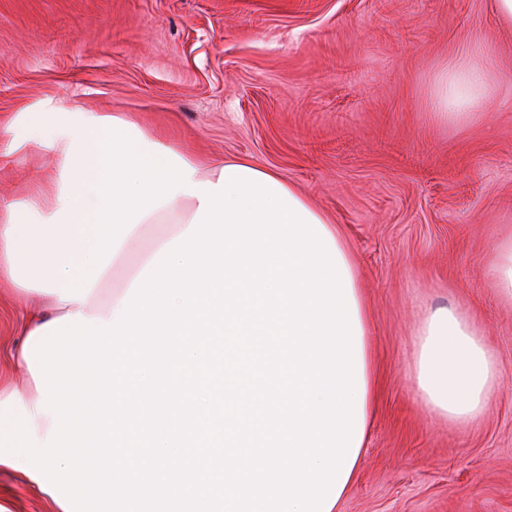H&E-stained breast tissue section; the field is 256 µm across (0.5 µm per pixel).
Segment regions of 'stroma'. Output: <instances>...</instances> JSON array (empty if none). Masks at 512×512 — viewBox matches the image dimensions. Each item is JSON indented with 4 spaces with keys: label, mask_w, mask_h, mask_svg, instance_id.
Here are the masks:
<instances>
[{
    "label": "stroma",
    "mask_w": 512,
    "mask_h": 512,
    "mask_svg": "<svg viewBox=\"0 0 512 512\" xmlns=\"http://www.w3.org/2000/svg\"><path fill=\"white\" fill-rule=\"evenodd\" d=\"M482 61L497 89L442 125L441 64ZM122 114L196 158L276 170L343 229L370 310L379 391L338 512H512V301L489 281L512 236V25L494 0H0V202L50 191L52 159L4 127L44 98ZM32 296L0 282V385ZM483 330L502 383L470 424L418 400L424 310ZM5 512H50L0 471Z\"/></svg>",
    "instance_id": "1"
}]
</instances>
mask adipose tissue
I'll return each instance as SVG.
<instances>
[{
    "mask_svg": "<svg viewBox=\"0 0 512 512\" xmlns=\"http://www.w3.org/2000/svg\"><path fill=\"white\" fill-rule=\"evenodd\" d=\"M496 77L477 62L467 59L442 66L432 84L435 114L440 123L465 122L495 90ZM103 115L70 111L51 98L27 107L11 122L15 149H35L55 161L59 183L50 203L31 199L0 204V280L41 298V306L27 313L22 332L30 334L64 316H85L90 321H112L120 310L124 292L96 303L99 285L86 296L63 301L69 285L64 269L81 265L97 245L94 212L102 200L91 191L98 180L96 146L102 137ZM200 206L197 197L177 194L154 209L123 238L117 252L123 267L108 265L101 282L120 276L132 283L163 250L180 236ZM341 254L354 286L362 337L360 363L364 369L363 418L371 420L376 395V373L370 341L369 310L359 286L360 272L341 227L326 213H318ZM412 380L420 402L438 416L458 423L478 418L501 384L498 363L481 329L464 312L448 307L426 310L416 329Z\"/></svg>",
    "mask_w": 512,
    "mask_h": 512,
    "instance_id": "ef3b65f1",
    "label": "adipose tissue"
}]
</instances>
